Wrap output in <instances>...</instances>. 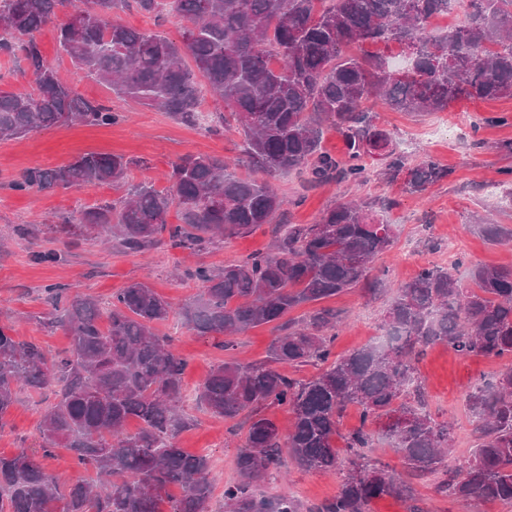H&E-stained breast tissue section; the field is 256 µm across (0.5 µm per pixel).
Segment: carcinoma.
Instances as JSON below:
<instances>
[{"mask_svg":"<svg viewBox=\"0 0 512 512\" xmlns=\"http://www.w3.org/2000/svg\"><path fill=\"white\" fill-rule=\"evenodd\" d=\"M130 2L145 15L159 12V0H0V27L12 35L0 40V55L21 56L35 85L30 93L0 91V140L120 118L58 78L36 38L54 23L77 71L185 125L199 119L200 87L222 99L221 125L243 134L248 161L263 178H241L222 158L186 154L172 163L166 190L130 185L117 203L63 217L52 230L69 240H116L133 254L167 243L197 256L298 206L301 198L286 199L273 187L282 174L307 169L314 183L356 186L376 155L387 182L400 180L406 192L422 194L450 171L430 156L412 165L390 148L374 107L422 115L461 98L512 97V0H165L168 12L187 22L178 43L114 20V10ZM453 12L462 14L458 29L439 37L427 32L433 17ZM393 42L415 48L400 70L379 53L345 54L351 45ZM327 127L343 138L345 160L322 151ZM133 165L121 155L85 154L53 169L28 168L10 189L120 185ZM173 206L179 224L167 221ZM477 229L512 247V226ZM393 240V225L376 218L372 203L351 200L314 224L277 225L266 251L221 268L199 262L183 271L202 285L182 309L189 330L224 337L226 350L234 347L232 337L254 327L271 324L275 332L269 361L225 360L202 384L200 399L213 415L247 416L236 457L239 480L224 485V512H301L298 502L258 495L254 487L288 457L306 471H336L333 437L350 406L358 409L359 424L346 435L350 459L338 491L307 512H370L382 496L423 512L412 480L438 474L437 492L465 507L482 500L512 506V367L465 392L478 445L455 468L445 464L450 428L427 411L418 373L436 346L459 356L512 357V265L472 267L468 288L443 266L421 268L396 287L381 324L386 343L337 358L336 309L289 317L359 283ZM45 300L51 311L43 326L68 334L70 348L52 357L0 324V427L19 390H55L58 401L42 419V456L67 448L94 477L63 488L28 449L0 455V512H160L164 502L169 512H211L209 458L175 442L188 424L186 362L153 331L172 304L132 282L112 295L104 330L94 298L56 286L46 289ZM306 365L318 372L304 381L288 375L287 368ZM270 406L291 413L288 431L265 414ZM132 420L139 426L130 432ZM375 425L391 440L402 469L369 456ZM173 486L179 495L170 494Z\"/></svg>","mask_w":512,"mask_h":512,"instance_id":"carcinoma-1","label":"carcinoma"}]
</instances>
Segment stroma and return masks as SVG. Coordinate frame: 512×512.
Here are the masks:
<instances>
[{
  "label": "stroma",
  "instance_id": "1",
  "mask_svg": "<svg viewBox=\"0 0 512 512\" xmlns=\"http://www.w3.org/2000/svg\"><path fill=\"white\" fill-rule=\"evenodd\" d=\"M38 41L62 81L84 98L125 113L126 118L108 126H57L21 139L0 141V240L6 242L0 247V324L14 321L24 339L61 354L70 346L69 336L60 330L47 331L39 323L48 311L44 301L47 288L65 286L90 295L104 310L115 292L134 281L148 283L168 299L174 312L155 329L170 339L186 362L183 406L193 419L177 441L185 452L209 457L215 479L211 510L221 512L224 486L238 477L235 462L245 436L234 431L232 421L215 417L199 402V388L207 372L231 354L220 347L218 338L196 335L183 324L182 308L200 292L199 283L176 274L178 268L190 264V257L166 245L143 255H131L115 246L105 248L93 241L71 245L51 231L52 221L76 208L118 199L122 189L59 188L48 193H21L9 189L8 183L25 168H55L88 153L139 160V168L130 174L132 182L146 180L159 190L168 186L166 175L172 162L187 153L223 158L234 165L236 173L247 176L251 169L245 160L243 137L232 129L211 131L210 120L224 109L223 101L211 94L202 97V123L186 126L77 72L61 51L53 27L43 29ZM380 126L392 133L394 147L409 163L430 156L451 174L417 195L403 191L401 184L381 180V162H371V175L357 193L375 202L378 218L396 226L394 242L374 263L373 275L397 283L411 279L422 267L443 265L441 250L431 249L430 244L449 239L458 243L460 262L451 271L461 285H469L468 271L473 265L512 263V249L490 245L473 228L478 221L512 225V201L498 190L499 184L512 180V153L501 148L502 143L512 142V98L486 102L463 99L452 103L447 111L422 116L387 111ZM277 185L285 196L303 199L300 206L290 210L293 224L315 223L322 212L348 194L345 184L312 186L306 174L296 171L281 176ZM20 225L31 228V235H15ZM269 242L270 232L264 226L224 239L201 253L199 259L221 265L266 250ZM46 250L61 253V262L36 263L35 254ZM392 296L387 290L371 300L357 286L330 299V306L344 319L336 338V355L348 354L379 334ZM503 366L500 360L462 357L441 346L429 350L420 362L429 410L435 419L451 424L454 452L449 465L469 459L475 448L464 391L491 379ZM53 401L49 391L19 392L5 427L0 429V455H12L21 448L39 450L42 417ZM339 483V475L309 472L291 463L286 471L260 483L256 491L306 505L334 496Z\"/></svg>",
  "mask_w": 512,
  "mask_h": 512
}]
</instances>
